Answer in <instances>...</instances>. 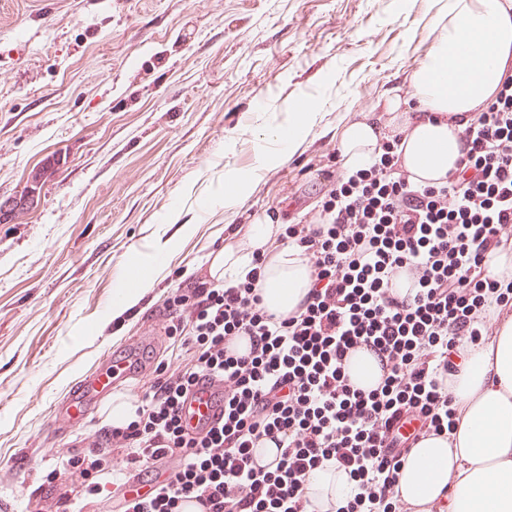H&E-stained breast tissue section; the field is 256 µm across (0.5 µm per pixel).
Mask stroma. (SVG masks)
<instances>
[{
  "label": "stroma",
  "mask_w": 512,
  "mask_h": 512,
  "mask_svg": "<svg viewBox=\"0 0 512 512\" xmlns=\"http://www.w3.org/2000/svg\"><path fill=\"white\" fill-rule=\"evenodd\" d=\"M448 0H0V200L33 168L34 205L0 221V502L32 512L84 454V432L135 403L122 385L65 437L47 424L100 355L140 335L170 288L246 252L237 224H295L311 160L345 123L409 95ZM313 114L293 152L265 131L297 102ZM272 160H265V153ZM242 185L225 202L229 181ZM159 266L129 308L126 271ZM44 442L46 453L33 451Z\"/></svg>",
  "instance_id": "stroma-1"
}]
</instances>
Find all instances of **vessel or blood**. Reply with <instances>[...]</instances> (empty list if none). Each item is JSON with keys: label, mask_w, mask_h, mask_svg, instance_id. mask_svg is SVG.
<instances>
[{"label": "vessel or blood", "mask_w": 512, "mask_h": 512, "mask_svg": "<svg viewBox=\"0 0 512 512\" xmlns=\"http://www.w3.org/2000/svg\"><path fill=\"white\" fill-rule=\"evenodd\" d=\"M168 323L164 311H155L147 320L142 335L124 339L117 348L107 352L99 367L86 374L66 398L65 409L50 422L51 432H62L85 421L97 404L123 382L146 376L144 354L153 334ZM229 385L205 382L186 396L181 413L189 433L205 435L224 418V397Z\"/></svg>", "instance_id": "vessel-or-blood-1"}]
</instances>
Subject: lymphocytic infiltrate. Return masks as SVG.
Wrapping results in <instances>:
<instances>
[{
  "label": "lymphocytic infiltrate",
  "mask_w": 512,
  "mask_h": 512,
  "mask_svg": "<svg viewBox=\"0 0 512 512\" xmlns=\"http://www.w3.org/2000/svg\"><path fill=\"white\" fill-rule=\"evenodd\" d=\"M460 138L439 182H417L398 134L366 168L318 169L315 223L273 225L269 249L234 285L199 273L168 293L174 361L158 366L135 420L100 429L88 457L68 463L100 512H181L186 499L208 512H320L307 477L327 465L357 487L337 512H412L399 489L405 459L415 440L450 433L459 359L512 314V269L487 264L512 251L497 232L512 223V74ZM289 245L309 285L278 315L262 285L273 250ZM402 269L414 286L395 285ZM355 348L374 356L375 388L350 382ZM206 380L232 390L223 422L194 437L179 408ZM267 440L277 452L255 467L251 452ZM111 458L132 471L108 491L91 475Z\"/></svg>",
  "instance_id": "f902f5d3"
}]
</instances>
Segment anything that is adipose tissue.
<instances>
[{"mask_svg": "<svg viewBox=\"0 0 512 512\" xmlns=\"http://www.w3.org/2000/svg\"><path fill=\"white\" fill-rule=\"evenodd\" d=\"M435 27L431 51L412 76L416 108L400 96L386 102L391 124L405 133L406 166L430 183L453 170L459 157V129L448 124V116L471 122L512 66V0H448ZM476 43L489 63L472 79L466 59ZM382 137L376 123L347 124L338 140L343 167H367ZM270 235V225H252L251 252L215 256L214 272L225 284H235L249 270L252 251L266 247ZM308 282L309 269L297 251H281L267 268L264 301L273 312H288ZM457 378L463 414L452 434L412 450L401 471V494L417 512H512V317L497 336L471 347ZM308 488L319 503L338 507L356 491L354 482L332 467L313 472Z\"/></svg>", "mask_w": 512, "mask_h": 512, "instance_id": "1", "label": "adipose tissue"}]
</instances>
